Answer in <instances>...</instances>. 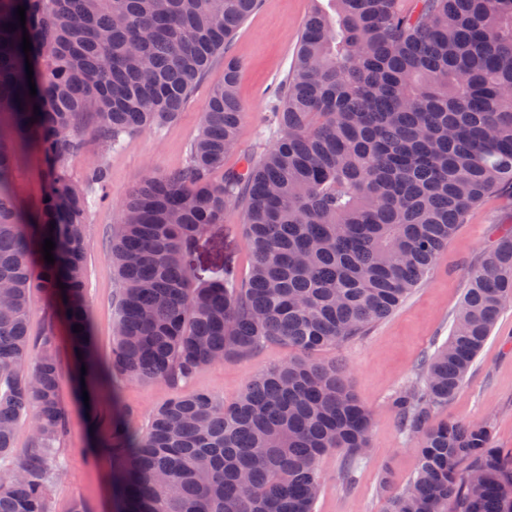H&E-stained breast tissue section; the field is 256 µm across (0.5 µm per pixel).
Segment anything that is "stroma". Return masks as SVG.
I'll return each instance as SVG.
<instances>
[{"instance_id":"obj_1","label":"stroma","mask_w":512,"mask_h":512,"mask_svg":"<svg viewBox=\"0 0 512 512\" xmlns=\"http://www.w3.org/2000/svg\"><path fill=\"white\" fill-rule=\"evenodd\" d=\"M312 0H263L236 34L232 49L242 67L238 95L244 109L239 131L243 153L259 160L273 143L276 123L268 89L285 78ZM224 81V61L216 59L190 101L172 122L127 139L118 149L105 148L97 139L92 120L82 124V151L66 167L74 179L104 164L109 185L104 198L89 215L86 244V299L92 322L94 348L101 365L112 356V328L120 285L110 258L112 227L129 192L152 173H170L184 164L187 148L197 136L213 87ZM47 167L36 149L18 153L12 186L19 209L28 216L40 213ZM243 206L235 204L223 223L208 229L188 259L195 281H203L223 267H234L239 276L250 268V254L242 234ZM512 226V188L488 194L459 225L423 284L366 336L338 347L314 352L315 361L342 363L349 384L372 412L371 450L360 462L356 482L345 488L339 480L345 456L333 451L320 461L322 489L314 512H384L383 473H390L395 487L409 482L416 468L415 442L404 433L391 408L395 395L419 379L421 364L450 336L455 314L472 272L484 253L493 247L500 228ZM62 373L61 398L66 409L61 448L64 469L55 482L51 512H71L82 502L88 512H112V462L97 454L90 426V410L77 392V355L63 322L55 324ZM295 350L283 344H266L250 355L218 361L199 369L191 378L171 386L142 383L113 376L118 404L130 413V426L143 433L151 413L170 398L204 391L225 403L234 402L254 374L288 362ZM490 419L493 444L512 448V306L505 307L467 374L459 392L437 408L432 422Z\"/></svg>"}]
</instances>
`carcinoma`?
I'll return each mask as SVG.
<instances>
[{"mask_svg": "<svg viewBox=\"0 0 512 512\" xmlns=\"http://www.w3.org/2000/svg\"><path fill=\"white\" fill-rule=\"evenodd\" d=\"M259 6L0 0V459L11 462L0 469V512H49L62 468L55 325L33 340L32 288L63 313L93 393L112 402L114 372L174 386L264 344L309 355L365 335L430 273L481 199L512 183V0L316 6L272 92L279 135L260 162L246 157L216 179L244 116L241 60L229 46ZM219 53L224 83L185 164L148 176L121 205L111 247L121 288L105 369L91 347L84 254L93 188L108 172L98 164L80 186L62 162L81 148L88 117L110 149L173 119ZM30 144L48 166V201L31 220L10 177L16 150ZM232 201L244 204L250 272L238 279L226 268L197 284L186 258ZM49 237L52 264L42 250ZM508 305L512 230L473 271L451 336L423 364V384L392 400L416 440L417 465L402 489L381 476L386 512H512V454L494 447L489 421H430ZM25 420L32 435L18 449ZM91 421L112 460L113 512H313L324 454L344 452L349 487L370 448L371 412L342 366L303 357L252 376L228 406L207 392L177 395L142 434L126 412L94 410Z\"/></svg>", "mask_w": 512, "mask_h": 512, "instance_id": "1", "label": "carcinoma"}]
</instances>
